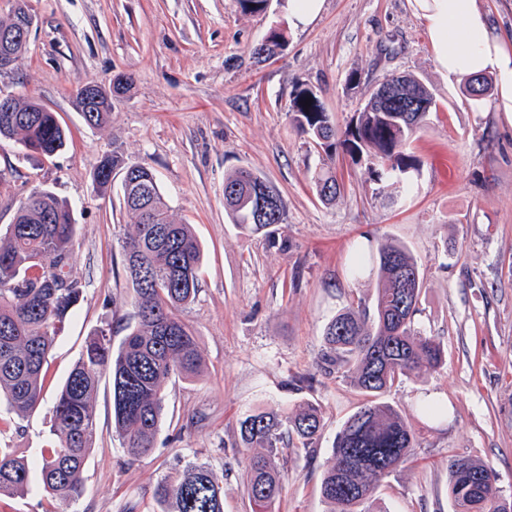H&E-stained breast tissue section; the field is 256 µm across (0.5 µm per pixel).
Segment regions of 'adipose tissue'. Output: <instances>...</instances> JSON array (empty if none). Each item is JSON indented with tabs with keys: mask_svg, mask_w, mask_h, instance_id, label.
<instances>
[{
	"mask_svg": "<svg viewBox=\"0 0 512 512\" xmlns=\"http://www.w3.org/2000/svg\"><path fill=\"white\" fill-rule=\"evenodd\" d=\"M413 7L424 21L442 75L496 77L493 108L512 116V42L491 27L478 0H413Z\"/></svg>",
	"mask_w": 512,
	"mask_h": 512,
	"instance_id": "ef3b65f1",
	"label": "adipose tissue"
}]
</instances>
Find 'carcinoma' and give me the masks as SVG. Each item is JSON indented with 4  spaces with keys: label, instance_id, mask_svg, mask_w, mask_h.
I'll use <instances>...</instances> for the list:
<instances>
[{
    "label": "carcinoma",
    "instance_id": "carcinoma-1",
    "mask_svg": "<svg viewBox=\"0 0 512 512\" xmlns=\"http://www.w3.org/2000/svg\"><path fill=\"white\" fill-rule=\"evenodd\" d=\"M282 29L269 32L252 49L266 59L283 50ZM0 112V139L21 144L25 154L47 159L61 152L68 132L55 113L38 102L13 97ZM437 109L429 89L404 76L387 101L368 99L343 129L333 124L315 94L297 92L291 119L325 158L311 182L323 202L340 192L333 162L341 147L353 164L374 159L369 178L386 188H409L418 170L408 151L411 137ZM112 106L102 101L83 113L90 126L105 124ZM121 175L123 206L134 233L121 240L124 270L132 289L133 313L118 349L112 325L98 328L85 344L57 397L53 440L40 449L37 465L44 493L70 503L83 492L84 470L96 428L94 396L101 376L112 379V428L127 452L151 453L163 415L164 385L175 375L194 377L202 368L195 336L178 317L179 308L198 293L203 249L190 224H178L155 173L114 151L97 166L100 187ZM263 185L272 195L269 211L257 219L253 194ZM224 207L231 221L250 235L268 236L285 221L281 195L249 168L224 178ZM78 224L68 204L50 190L31 193L12 224L0 234V400L18 418L43 399L45 366L65 323L83 297L72 278ZM376 276L372 307L348 305L325 325L321 369L348 381L364 401L336 433L332 458L322 473L320 494L327 512H388L379 489L398 467L410 461L419 435L384 396L402 379L439 369L445 361L439 342L414 328L424 286L417 261L406 246L382 242L357 251L350 273ZM322 412L304 403L293 411L257 409L239 421L240 444L247 451L242 474L252 512H272L283 492L279 453L291 445L307 448L321 435ZM495 468L458 457L448 462L451 512H512V497L498 487ZM30 463L0 448V497L24 493ZM157 512H224L223 481L209 467L188 463L156 486Z\"/></svg>",
    "mask_w": 512,
    "mask_h": 512
}]
</instances>
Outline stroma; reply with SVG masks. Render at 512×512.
<instances>
[{"instance_id":"35a3bbf8","label":"stroma","mask_w":512,"mask_h":512,"mask_svg":"<svg viewBox=\"0 0 512 512\" xmlns=\"http://www.w3.org/2000/svg\"><path fill=\"white\" fill-rule=\"evenodd\" d=\"M35 23L16 74L0 92L55 112L69 140L55 157L27 158L0 142V228L20 200L48 188L79 226L73 275L84 295L48 359L40 405L24 419L0 405V446L35 460L51 437L55 396L99 326L120 345L132 307L119 237L130 227L121 182L98 188L101 158L119 151L151 167L176 222L204 249L199 291L181 312L203 358L201 373L169 380L153 452L130 456L112 430V383L102 377L84 491L67 512H152L153 490L173 468L198 462L224 479V512H251L241 482L238 422L250 410L312 401L323 434L280 455L284 490L275 512H325L319 485L344 420L361 403L346 381L320 371L322 334L348 303L371 302L375 280L354 281L350 260L368 242L406 245L424 288L415 328L439 341L445 364L404 379L386 396L419 432L415 458L386 478L389 512H450L448 460L490 463L512 494V121L465 98L464 81L438 70L410 0H325L295 26L288 0L266 14L238 0H26ZM285 29L282 54L255 62L251 49ZM408 74L433 94L436 112L411 139L420 161L412 193L378 192L365 166L335 156L343 189L321 203L310 172L322 152L290 117L309 88L345 127L389 75ZM119 76L132 85L112 118L89 126L77 88ZM252 169L280 193L286 220L272 237L249 235L224 210V178ZM427 401L443 404L426 416Z\"/></svg>"}]
</instances>
